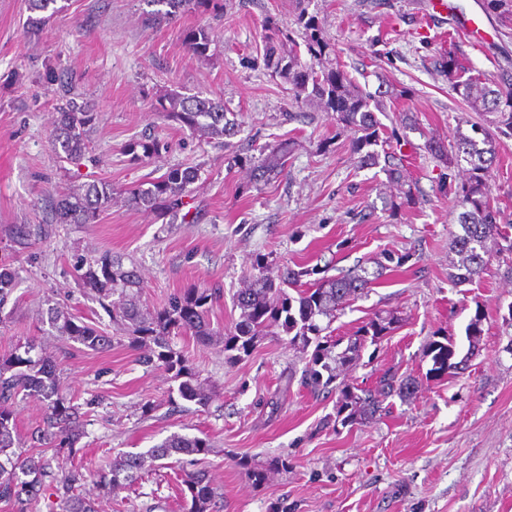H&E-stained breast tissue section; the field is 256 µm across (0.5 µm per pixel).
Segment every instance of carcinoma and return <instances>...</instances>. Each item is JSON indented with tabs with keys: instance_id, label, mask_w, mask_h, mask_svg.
Listing matches in <instances>:
<instances>
[{
	"instance_id": "obj_1",
	"label": "carcinoma",
	"mask_w": 512,
	"mask_h": 512,
	"mask_svg": "<svg viewBox=\"0 0 512 512\" xmlns=\"http://www.w3.org/2000/svg\"><path fill=\"white\" fill-rule=\"evenodd\" d=\"M149 4L165 5L169 10L152 12L147 21L173 19L181 10L190 6L194 10L209 7L211 0H146ZM311 0H295L294 30L269 29L263 54L264 66L288 79L295 103L311 101L324 112H334L338 120L352 134L356 152L366 147L381 150L364 152L363 165H377L384 160V170L391 182L400 187L398 199L390 201V209L397 210L413 201L410 183L402 164L394 162L388 151V138L384 137L376 113L386 110L384 100L357 85L339 64L331 59L332 48L324 39L317 16L308 12ZM31 15L27 17V30L33 34L41 29L48 17L43 15L57 0H27ZM485 10L494 14L503 24L512 23V0H484ZM184 42L191 54L208 57L211 45L209 31L204 26L185 31ZM441 71L450 78L464 74V66L453 51L442 54ZM462 95L469 106L491 118L500 133H512V87L493 88L480 75H470L461 82ZM60 103L52 129L54 150H60L64 159L76 163L89 153L91 134L99 121V113L86 102L78 103V94L68 82L62 81L58 90ZM154 111L161 112L182 127L201 132L208 137L235 134L234 123L227 119L224 101L196 95L184 96L169 93L159 97ZM164 147L155 138L136 142L130 148L133 159L150 157ZM142 153H137V149ZM433 158L452 168L460 160L469 162L467 177L455 183V175L448 173V184L454 185V194L462 208L459 223L462 233L453 240L457 261L453 266L462 271L460 278L480 276L493 256L512 254V235L509 224L497 222V212L487 189V175L496 158L495 147L489 137L477 141L460 133L452 146L440 140L427 142ZM289 145L278 143L263 149L261 160L251 166L254 182H265L285 171ZM198 179L194 167H172L159 178L127 191L128 206L156 212L172 213L183 205L182 198ZM112 183L98 180L84 185L82 190L61 194L55 202L54 218L58 224H95L101 213L112 206ZM50 235L49 228L33 224H10L4 229L7 257L0 258V312L16 285L15 258L32 250L38 241ZM411 254L384 252L377 261L374 279L359 274L344 275L336 279L318 281L289 297L278 288L274 279L262 275L252 279L237 294L240 320L234 331L224 337V350H236L245 355L252 350L255 340L274 323L280 324L290 335V342L302 347L314 346L304 370L302 382L314 389L335 386L340 392L336 417L343 426L375 415L382 401L369 389L358 390L341 379L348 365L359 358L361 346L366 341L376 342L391 330L394 319L376 318L359 330V336L348 342L341 352L333 353V346L319 336L320 317H327L351 297L361 293L367 285L387 273L399 272ZM78 284L97 297L112 321L121 326L129 343L147 353L139 362L148 367H162L178 383V397L199 407L208 405L209 396L198 383V375L188 359L169 344V337L190 331L197 342L207 343L221 334L211 326L209 311L216 292L208 289L186 288L173 294L166 305L145 313L140 307L139 294L143 278L137 266L126 268L120 257L103 250L91 258L82 259L76 266ZM46 323L57 340L77 342L85 348L103 353L111 350L112 337L93 322H85L68 311L60 302L48 304ZM36 340L18 343L6 355L0 356V503L9 512H32L46 491H52L60 502L61 512H97L95 500L83 493L85 475L73 464L83 451L81 440L86 437V418L102 405L103 397L96 395L77 403L63 394L59 385V364L47 356L32 355ZM427 354L432 356L430 375L439 377L459 363L450 342L434 341ZM379 385L385 397L397 395L404 399L415 390V383L408 378L399 379L386 373ZM32 398L44 407L41 424L31 436L37 451L16 446L18 399ZM52 449L46 456V449ZM211 445L205 438L174 434L144 452H125L115 456L97 473L96 484L100 492L112 493L122 483H134L141 478L140 471L146 459L160 461L173 458L184 472L183 483L188 495L184 496L183 512H222L224 503L207 474L193 469L197 456L206 455ZM290 462L278 457L267 468L255 467L252 476L257 485L267 483L269 473L286 472Z\"/></svg>"
}]
</instances>
